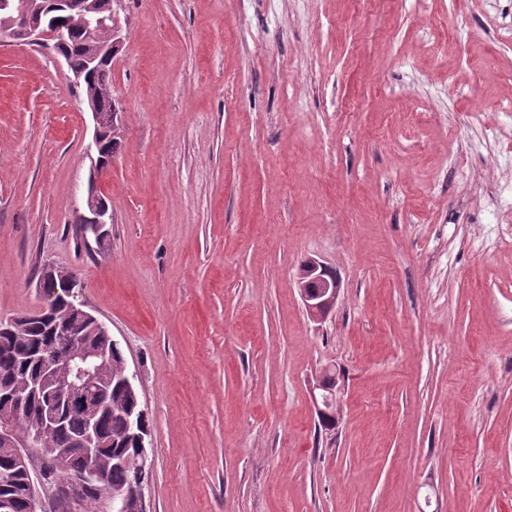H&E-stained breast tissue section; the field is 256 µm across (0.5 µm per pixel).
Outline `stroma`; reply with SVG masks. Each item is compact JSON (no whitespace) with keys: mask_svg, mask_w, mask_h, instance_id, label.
I'll use <instances>...</instances> for the list:
<instances>
[{"mask_svg":"<svg viewBox=\"0 0 512 512\" xmlns=\"http://www.w3.org/2000/svg\"><path fill=\"white\" fill-rule=\"evenodd\" d=\"M119 13L100 244L81 89L0 46V320L78 275L137 373L149 512H512V0ZM309 258L340 282L321 322ZM315 390H322L324 393L320 394V397L318 398L315 394ZM340 393H341V387L338 385V379L335 377L333 378V382L331 383L330 387L326 389L323 385V382H318L313 389V402L316 407V410L318 413H324L326 412V409L324 406L327 407H335L336 412L339 409L340 406Z\"/></svg>","mask_w":512,"mask_h":512,"instance_id":"35a3bbf8","label":"stroma"}]
</instances>
